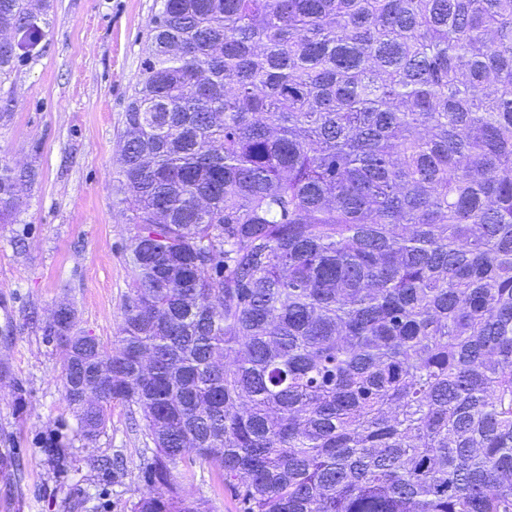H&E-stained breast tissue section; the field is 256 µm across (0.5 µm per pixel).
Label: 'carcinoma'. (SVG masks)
Segmentation results:
<instances>
[{
  "instance_id": "obj_1",
  "label": "carcinoma",
  "mask_w": 512,
  "mask_h": 512,
  "mask_svg": "<svg viewBox=\"0 0 512 512\" xmlns=\"http://www.w3.org/2000/svg\"><path fill=\"white\" fill-rule=\"evenodd\" d=\"M125 126L132 287L62 377L145 422L131 512H205L190 457L243 512H512V0H161ZM171 471V482L178 491L202 502L207 512H241L234 489L224 485L221 474L209 464L197 459L194 462L184 460Z\"/></svg>"
}]
</instances>
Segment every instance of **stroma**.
<instances>
[{
  "mask_svg": "<svg viewBox=\"0 0 512 512\" xmlns=\"http://www.w3.org/2000/svg\"><path fill=\"white\" fill-rule=\"evenodd\" d=\"M33 2L48 20L40 52L0 84V165L35 173L0 220V512H131L149 491L145 427L116 405L86 439L40 324L69 303L78 330L106 344L117 332L134 228L112 177L159 0ZM172 482L207 512H241L205 462H179Z\"/></svg>",
  "mask_w": 512,
  "mask_h": 512,
  "instance_id": "35a3bbf8",
  "label": "stroma"
}]
</instances>
